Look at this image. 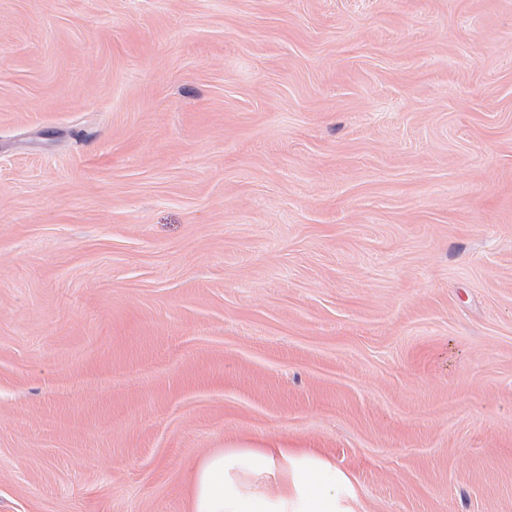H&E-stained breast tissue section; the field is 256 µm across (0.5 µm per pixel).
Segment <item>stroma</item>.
I'll return each mask as SVG.
<instances>
[{
  "mask_svg": "<svg viewBox=\"0 0 512 512\" xmlns=\"http://www.w3.org/2000/svg\"><path fill=\"white\" fill-rule=\"evenodd\" d=\"M278 442L512 512V0H0V512Z\"/></svg>",
  "mask_w": 512,
  "mask_h": 512,
  "instance_id": "35a3bbf8",
  "label": "stroma"
}]
</instances>
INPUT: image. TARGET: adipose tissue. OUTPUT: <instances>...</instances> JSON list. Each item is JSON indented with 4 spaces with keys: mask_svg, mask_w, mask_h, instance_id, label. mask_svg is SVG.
<instances>
[{
    "mask_svg": "<svg viewBox=\"0 0 512 512\" xmlns=\"http://www.w3.org/2000/svg\"><path fill=\"white\" fill-rule=\"evenodd\" d=\"M350 483L298 448H230L194 469L188 512H353Z\"/></svg>",
    "mask_w": 512,
    "mask_h": 512,
    "instance_id": "ef3b65f1",
    "label": "adipose tissue"
}]
</instances>
